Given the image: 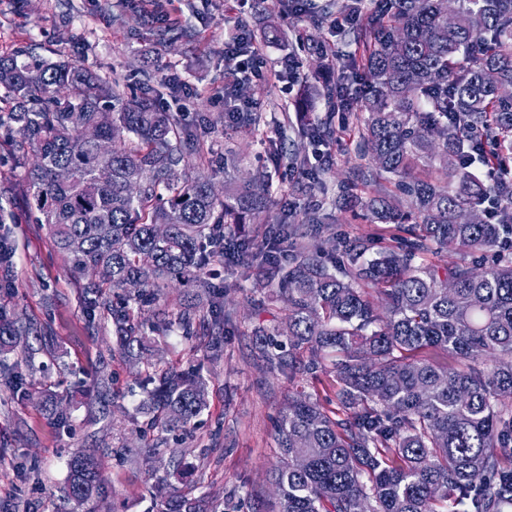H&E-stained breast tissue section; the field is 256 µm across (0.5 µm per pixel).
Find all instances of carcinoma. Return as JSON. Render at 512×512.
Masks as SVG:
<instances>
[{
  "label": "carcinoma",
  "instance_id": "obj_1",
  "mask_svg": "<svg viewBox=\"0 0 512 512\" xmlns=\"http://www.w3.org/2000/svg\"><path fill=\"white\" fill-rule=\"evenodd\" d=\"M362 0H329L333 11L361 13ZM380 0L376 14L347 31L355 53L346 68L364 75L357 103L359 138L377 170L395 177L359 202L373 222L395 224L396 245L371 259L349 245L337 277L336 246L306 240L271 211L266 181L229 183L216 173L198 134L154 97L121 96L81 63L0 56V126L16 128L14 161L27 167L28 218L48 227L80 273L86 312L112 321L118 353L139 360L146 332L198 335L208 317L223 331L224 291L212 267L229 259L257 278L277 281L288 304L274 329L252 328L271 368L293 380L318 368L336 377V410L300 392L275 430L281 512H503L512 505V180L489 186L471 167L492 153L512 156V0ZM182 22L162 18L157 41L171 44ZM102 111L111 120L98 122ZM98 141L121 143L103 158L79 133L74 114ZM36 162L27 166L28 150ZM112 166V179L99 178ZM65 168V182L54 171ZM137 180L132 195L127 184ZM405 200L408 209L401 208ZM477 212L481 221L465 222ZM265 218L258 238L235 228ZM164 224L160 236L156 226ZM497 249L482 270L464 263L421 265L435 252ZM177 281L195 288L174 321L149 323L142 308ZM21 345L16 322L0 312V391L23 388L22 362L2 359ZM441 349L453 370L415 352ZM309 354L304 360L303 353ZM151 425L190 428L207 407L198 369L152 367L141 379ZM67 495L95 498L98 459L67 463ZM161 512H214L204 496L168 495Z\"/></svg>",
  "mask_w": 512,
  "mask_h": 512
}]
</instances>
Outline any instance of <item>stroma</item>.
Returning a JSON list of instances; mask_svg holds the SVG:
<instances>
[{
	"mask_svg": "<svg viewBox=\"0 0 512 512\" xmlns=\"http://www.w3.org/2000/svg\"><path fill=\"white\" fill-rule=\"evenodd\" d=\"M179 15L187 30L172 45L155 42L140 13L122 12L116 0H0V55L29 50L45 58L64 57L91 67L104 80L128 91L141 82L153 87L178 75L188 96L165 97L170 111L208 115L215 128L204 139L216 184L249 174L268 176L273 202L288 199L296 210L321 201L330 221L324 236L360 240L370 252L390 244L394 225L371 222L352 212L353 197L369 198L364 178L375 166L359 147L355 113H331L315 95L317 78L338 79L342 60L354 49L349 36L311 19L324 0H309L302 15L284 12L280 0H262L248 9L237 0H161ZM283 33L279 42L264 40L269 24ZM262 37L268 68L294 69L275 83L245 82L242 98L255 102L261 116L252 131L240 133L224 124V88L231 68L224 43L233 31ZM336 50V59L319 63L306 32ZM331 118L333 136L312 141L301 128ZM300 140L318 180L296 171L275 169L266 160L270 141ZM242 156L237 169L225 168L227 151ZM25 170L0 164V224L15 251L9 271L0 270V307L17 314L27 327L30 351L24 368L27 398L0 393V512H159L160 496L173 491L210 497L217 512H278L279 496L271 474L281 463L273 436L276 422L296 390H304L328 409L335 406L336 380L321 373L293 384L264 362L251 328L271 327L285 315L273 300L275 283L256 287L233 267L221 268L224 300L234 325L224 336H149L141 363L130 365L112 351V323L104 315L88 318L81 302L87 276L58 251L47 226L25 220ZM159 363L200 369L208 381V406L190 437L147 429L140 413L138 385L148 365ZM49 391L62 399L68 421L61 424L41 409L35 395ZM181 456L193 465L191 480L181 481L172 468H152L149 448ZM96 454L103 478L98 498L73 507L64 497L67 462L77 452Z\"/></svg>",
	"mask_w": 512,
	"mask_h": 512,
	"instance_id": "1",
	"label": "stroma"
}]
</instances>
